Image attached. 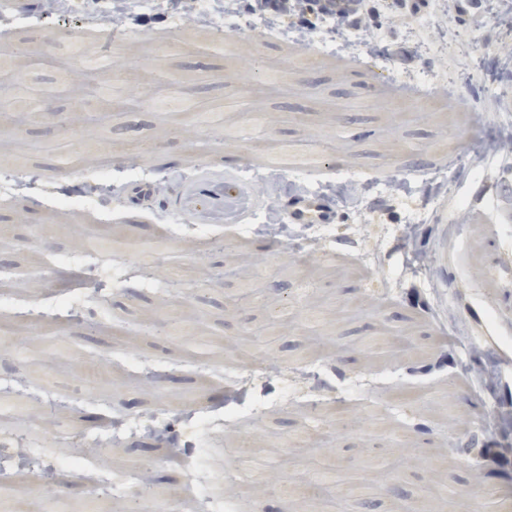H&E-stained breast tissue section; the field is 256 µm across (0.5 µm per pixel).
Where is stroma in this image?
<instances>
[{"mask_svg":"<svg viewBox=\"0 0 512 512\" xmlns=\"http://www.w3.org/2000/svg\"><path fill=\"white\" fill-rule=\"evenodd\" d=\"M442 2L411 0L414 15L399 25L395 0H366L371 44L345 46L323 20L302 48L258 16L255 0L231 13L209 0L194 27L182 23L192 0H127L118 27L112 0H63L53 13L42 0H0V44L27 49L8 76L44 93L42 111L0 127V171L23 181L0 196V320L30 349L20 364L0 346V389L30 395L0 429L16 447H47L39 464L58 474L71 512L93 494L84 464L152 470L139 512H165L185 477L163 459L197 441L176 413L186 402L219 418L212 441L227 473L245 449L278 480L300 485L332 463L373 487L346 504L292 505L278 481L239 483L246 512H491L495 491H512V302L499 289V261H512V189L501 186L512 169L487 165L512 136V61L501 55L512 0L463 4L449 20ZM76 42L109 52L112 69L80 70ZM129 70L138 104L110 111L94 91L126 89ZM171 89L213 113V126L187 138L185 114L154 111L153 97ZM256 108L268 114L261 129L250 124ZM134 167L161 191L133 200ZM100 170L113 176L111 194ZM200 178L262 179L249 229L192 232L200 216L186 194ZM298 181L304 193L290 191ZM350 182L368 187L361 208L331 192ZM272 204L283 223L296 213L307 223L267 236ZM107 230L125 270L116 287L95 257L74 255L78 238ZM415 250L435 258L417 276L407 264ZM146 256L183 266L185 279L147 288ZM61 296L82 315L43 334L26 308ZM282 302L293 306L288 322L270 328L265 307ZM311 305L326 315L315 328L301 317ZM175 317L203 336L196 349L164 335ZM116 318L125 338L112 335ZM394 336L410 337L411 350L392 348ZM58 343L63 352L46 356ZM488 362L493 381L477 385ZM89 364L108 369L93 390L80 376ZM339 403L350 425L298 440L312 408L327 416ZM488 408L505 418L498 430L481 421ZM121 417L153 422L160 439L114 435Z\"/></svg>","mask_w":512,"mask_h":512,"instance_id":"stroma-1","label":"stroma"}]
</instances>
